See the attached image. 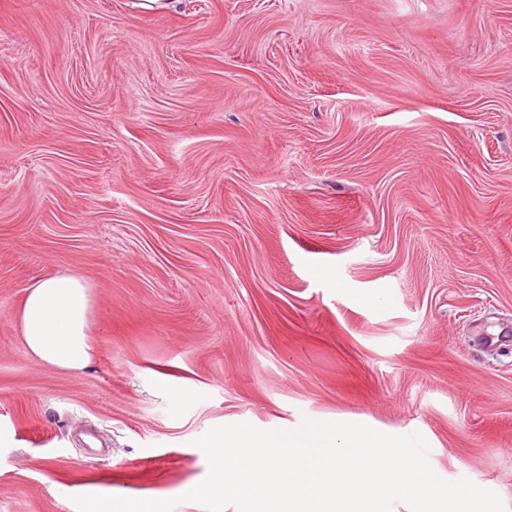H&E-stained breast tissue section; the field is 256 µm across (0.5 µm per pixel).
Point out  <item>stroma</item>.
Listing matches in <instances>:
<instances>
[{"label": "stroma", "mask_w": 512, "mask_h": 512, "mask_svg": "<svg viewBox=\"0 0 512 512\" xmlns=\"http://www.w3.org/2000/svg\"><path fill=\"white\" fill-rule=\"evenodd\" d=\"M306 418L512 512V0H0V512H206L195 439ZM94 299L80 276L60 273L29 288L18 323L26 351L57 369L78 372L91 361Z\"/></svg>", "instance_id": "35a3bbf8"}]
</instances>
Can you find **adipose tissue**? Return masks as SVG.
I'll list each match as a JSON object with an SVG mask.
<instances>
[{"mask_svg": "<svg viewBox=\"0 0 512 512\" xmlns=\"http://www.w3.org/2000/svg\"><path fill=\"white\" fill-rule=\"evenodd\" d=\"M93 310L91 288L78 275L60 273L29 288L18 317L27 353L61 370H83L94 353Z\"/></svg>", "mask_w": 512, "mask_h": 512, "instance_id": "1", "label": "adipose tissue"}]
</instances>
